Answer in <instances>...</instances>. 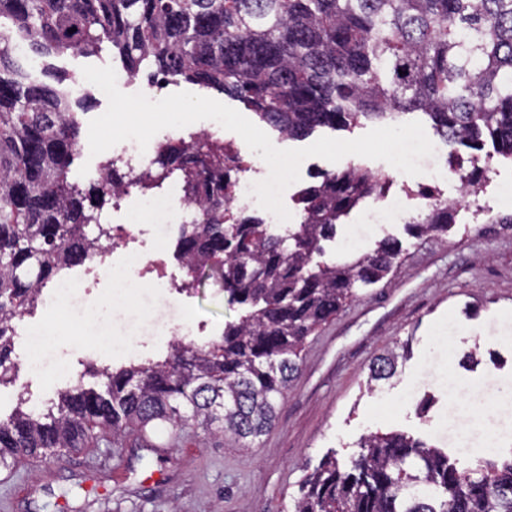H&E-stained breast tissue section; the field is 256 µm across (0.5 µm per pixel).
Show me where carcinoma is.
Listing matches in <instances>:
<instances>
[{"mask_svg":"<svg viewBox=\"0 0 512 512\" xmlns=\"http://www.w3.org/2000/svg\"><path fill=\"white\" fill-rule=\"evenodd\" d=\"M17 39L43 59L110 50L133 78L214 89L290 139L417 113L450 145L489 141L512 157V0H0V386L17 370L15 320L111 236L102 211L125 179L109 163L86 188L71 181L89 92L47 64L33 76L8 51ZM176 172L200 210L178 234L177 258L218 273L244 314L224 323L218 343L177 339L163 360L96 369L100 387L80 380L37 415L19 399L0 416V469L75 452L97 427L115 443L174 439L190 425L263 436L307 337L403 258L386 236L360 256L324 259L337 224L384 194L383 173H322L299 198L301 222L281 236L257 217L227 219L224 145L169 141L130 185L152 188ZM452 223L453 206L437 201L407 230L442 236ZM404 358L405 345L387 349L368 381L392 378ZM359 448L307 474L294 512H512V460L488 454L461 471L396 431L371 433Z\"/></svg>","mask_w":512,"mask_h":512,"instance_id":"1","label":"carcinoma"}]
</instances>
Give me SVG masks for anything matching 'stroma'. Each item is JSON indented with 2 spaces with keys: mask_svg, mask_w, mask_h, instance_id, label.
<instances>
[{
  "mask_svg": "<svg viewBox=\"0 0 512 512\" xmlns=\"http://www.w3.org/2000/svg\"><path fill=\"white\" fill-rule=\"evenodd\" d=\"M496 170L483 193L491 212H476L456 176L439 181L453 201L455 223L447 238L412 237L404 223L377 224L368 234L355 208L326 256L362 253L390 235L405 253L388 281L360 289L357 298L308 337L302 371L291 383L274 429L251 443L213 437L188 428L170 454L157 455L135 438L121 447L108 431L58 459L24 457L0 472V502L9 512H293L299 484L328 453L347 460L359 439L400 430L443 448L458 469L472 468L478 448L491 440L498 421L512 416V336L497 326L512 316V215L498 202L499 187L512 182V160L491 157ZM98 315L87 320L80 302L62 310H37L58 330L56 351L83 358L88 367L117 368L166 355L165 328L182 322L189 340L220 339L237 319L220 279L188 292L139 289L120 307L97 298ZM404 343L406 362L389 381L368 387V367L394 343ZM66 369L37 377L19 367L0 386V413L18 397L40 411L77 383ZM495 440V439H492ZM498 460L512 459V434L495 440Z\"/></svg>",
  "mask_w": 512,
  "mask_h": 512,
  "instance_id": "35a3bbf8",
  "label": "stroma"
}]
</instances>
